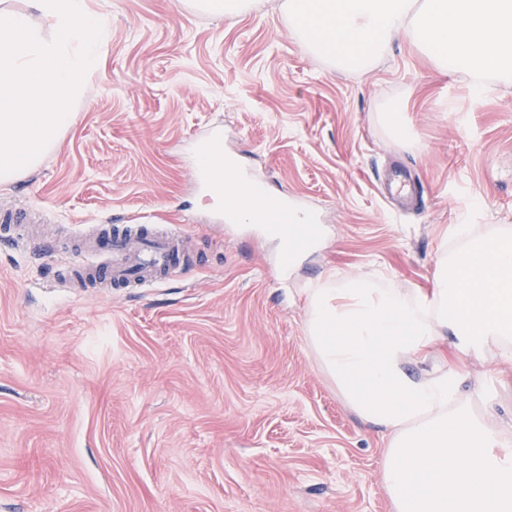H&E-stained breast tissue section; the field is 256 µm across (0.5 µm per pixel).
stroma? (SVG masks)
<instances>
[{"label": "stroma", "instance_id": "1", "mask_svg": "<svg viewBox=\"0 0 512 512\" xmlns=\"http://www.w3.org/2000/svg\"><path fill=\"white\" fill-rule=\"evenodd\" d=\"M285 0L214 17L183 0H89L112 36L75 120L0 206L48 220V243L0 242V512H393L388 438L323 373L306 290L334 274L429 291L453 227L512 226V85L473 93L410 35L340 71L294 34ZM415 138L381 120L392 104ZM315 213L289 268L261 225L228 222L194 181V135ZM405 166L423 193L397 213L379 183ZM97 224L184 234L181 277L100 294L65 288L72 240ZM489 425L512 420V358L437 337Z\"/></svg>", "mask_w": 512, "mask_h": 512}]
</instances>
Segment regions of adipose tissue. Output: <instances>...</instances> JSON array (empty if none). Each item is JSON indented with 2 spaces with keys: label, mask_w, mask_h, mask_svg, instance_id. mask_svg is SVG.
I'll list each match as a JSON object with an SVG mask.
<instances>
[{
  "label": "adipose tissue",
  "mask_w": 512,
  "mask_h": 512,
  "mask_svg": "<svg viewBox=\"0 0 512 512\" xmlns=\"http://www.w3.org/2000/svg\"><path fill=\"white\" fill-rule=\"evenodd\" d=\"M429 293L329 278L306 291L308 343L350 409L389 436L383 483L395 512H512V430L499 432L437 368L415 378L435 336L457 352L512 357V229L457 225Z\"/></svg>",
  "instance_id": "obj_1"
}]
</instances>
